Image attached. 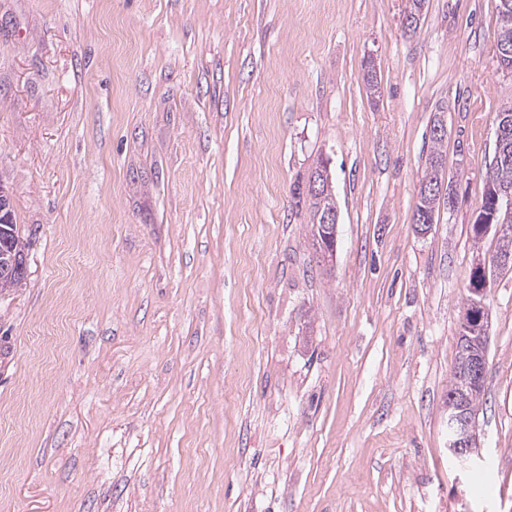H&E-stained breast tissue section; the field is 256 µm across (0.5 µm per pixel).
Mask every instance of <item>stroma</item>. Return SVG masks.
Listing matches in <instances>:
<instances>
[{"mask_svg":"<svg viewBox=\"0 0 512 512\" xmlns=\"http://www.w3.org/2000/svg\"><path fill=\"white\" fill-rule=\"evenodd\" d=\"M498 0H0V512H512V270L482 459L448 384L497 116ZM373 60L379 96L364 80ZM456 202L415 228L436 119ZM329 162L319 273L293 190ZM24 250L4 248L0 254L1 286L6 290L20 284L26 277V259ZM473 399L472 413L468 410L469 396L465 392L453 393L448 400V423L453 427L451 450L463 465L470 464L479 458V434L477 433V417L482 396Z\"/></svg>","mask_w":512,"mask_h":512,"instance_id":"1","label":"stroma"}]
</instances>
